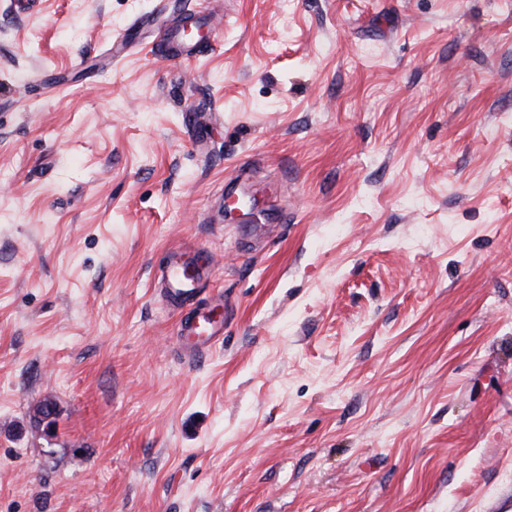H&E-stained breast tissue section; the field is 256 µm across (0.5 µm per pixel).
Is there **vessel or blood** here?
<instances>
[{
	"label": "vessel or blood",
	"mask_w": 512,
	"mask_h": 512,
	"mask_svg": "<svg viewBox=\"0 0 512 512\" xmlns=\"http://www.w3.org/2000/svg\"><path fill=\"white\" fill-rule=\"evenodd\" d=\"M185 24L163 27L151 45L152 54L160 60L168 59V47L184 40ZM210 252L198 248H173L161 267L158 281L159 295L172 311L181 313L180 345L190 360L199 359L216 343L224 339V325L196 308L200 285L214 266Z\"/></svg>",
	"instance_id": "obj_1"
}]
</instances>
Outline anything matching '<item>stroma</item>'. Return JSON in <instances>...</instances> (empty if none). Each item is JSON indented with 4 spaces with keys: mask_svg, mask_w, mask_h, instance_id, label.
Here are the masks:
<instances>
[{
    "mask_svg": "<svg viewBox=\"0 0 512 512\" xmlns=\"http://www.w3.org/2000/svg\"><path fill=\"white\" fill-rule=\"evenodd\" d=\"M16 2L0 512L512 497V0ZM164 4L213 15L205 56L152 55L133 22ZM234 182L259 202L245 239L206 217ZM181 245L216 258L196 304L224 341L196 361L155 290Z\"/></svg>",
    "mask_w": 512,
    "mask_h": 512,
    "instance_id": "35a3bbf8",
    "label": "stroma"
}]
</instances>
